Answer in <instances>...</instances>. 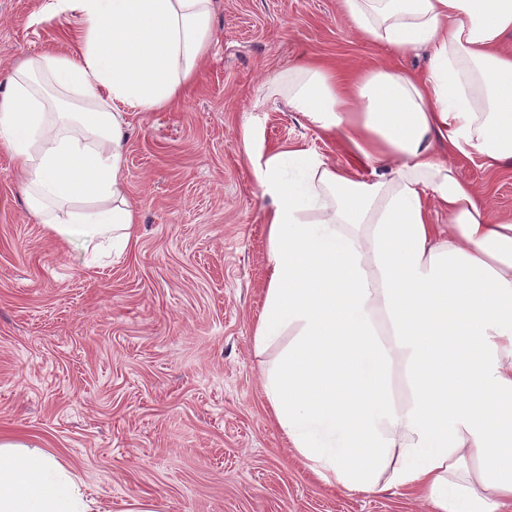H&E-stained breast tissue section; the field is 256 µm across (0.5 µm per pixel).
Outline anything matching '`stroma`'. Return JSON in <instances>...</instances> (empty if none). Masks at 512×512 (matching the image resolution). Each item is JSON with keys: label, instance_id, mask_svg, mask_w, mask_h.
I'll use <instances>...</instances> for the list:
<instances>
[{"label": "stroma", "instance_id": "35a3bbf8", "mask_svg": "<svg viewBox=\"0 0 512 512\" xmlns=\"http://www.w3.org/2000/svg\"><path fill=\"white\" fill-rule=\"evenodd\" d=\"M47 0H0V73L46 51L77 53ZM214 41L167 110L128 108L124 177L140 239L89 268L32 218L0 150V435L53 452L101 512L129 497L163 512H430L402 492L347 494L290 451L261 394L253 331L268 277L255 148L305 147L345 164L268 79L306 60L425 72L421 52L366 41L336 0H215ZM497 213L512 166L455 160Z\"/></svg>", "mask_w": 512, "mask_h": 512}]
</instances>
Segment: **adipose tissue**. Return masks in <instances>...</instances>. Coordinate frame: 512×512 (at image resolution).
I'll list each match as a JSON object with an SVG mask.
<instances>
[{"mask_svg": "<svg viewBox=\"0 0 512 512\" xmlns=\"http://www.w3.org/2000/svg\"><path fill=\"white\" fill-rule=\"evenodd\" d=\"M369 41L429 54L426 75L316 63L274 94L353 157L253 161L269 257L253 333L261 390L295 456L351 494L417 492L433 512H512V215L453 157L512 162V0H337ZM80 49L0 76V148L27 208L95 267L136 241L126 115L168 108L212 46L215 0H56ZM77 95L54 112L45 86ZM443 214L445 223L434 220ZM0 512H93L52 453L0 438Z\"/></svg>", "mask_w": 512, "mask_h": 512, "instance_id": "1", "label": "adipose tissue"}]
</instances>
